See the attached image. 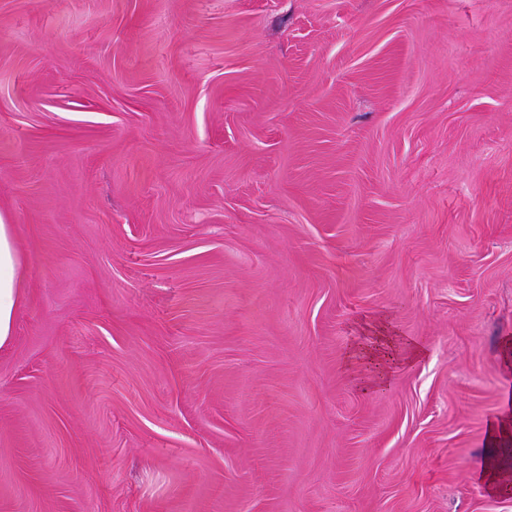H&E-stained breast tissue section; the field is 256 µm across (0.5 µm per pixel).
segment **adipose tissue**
Listing matches in <instances>:
<instances>
[{
    "instance_id": "adipose-tissue-1",
    "label": "adipose tissue",
    "mask_w": 512,
    "mask_h": 512,
    "mask_svg": "<svg viewBox=\"0 0 512 512\" xmlns=\"http://www.w3.org/2000/svg\"><path fill=\"white\" fill-rule=\"evenodd\" d=\"M22 259L15 240L14 227L8 218L0 215V347L8 345L14 336L15 313L22 301L20 288ZM423 346L395 335L385 321L377 323V341L370 348L359 350L361 360L375 366L374 382L384 385L400 368L420 360ZM512 434V395H505L500 411L487 425L485 462L477 471V480L489 492L501 489L499 463L512 456L503 439Z\"/></svg>"
}]
</instances>
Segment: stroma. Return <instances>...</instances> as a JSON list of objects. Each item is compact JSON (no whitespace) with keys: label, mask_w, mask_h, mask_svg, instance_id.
<instances>
[{"label":"stroma","mask_w":512,"mask_h":512,"mask_svg":"<svg viewBox=\"0 0 512 512\" xmlns=\"http://www.w3.org/2000/svg\"><path fill=\"white\" fill-rule=\"evenodd\" d=\"M0 214V512H512V0H0ZM0 214V347L14 336L15 313L22 301L20 288L22 259L13 224ZM377 341L370 348L355 352L361 360L375 366L374 382L383 386L400 368L420 360L424 354L423 346L415 341L405 340L397 335L382 319L376 322ZM511 429L512 395L508 394L507 388L500 411L488 422L485 463L475 475L476 479L484 484L490 493H497L503 488L500 484L499 462L511 456L512 448H505L503 445V439L505 436H510Z\"/></svg>","instance_id":"stroma-1"}]
</instances>
